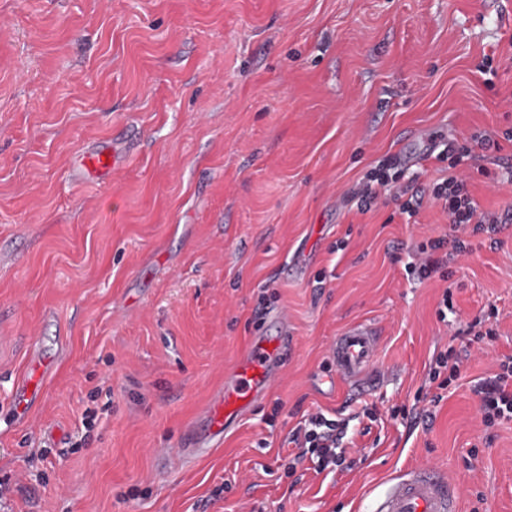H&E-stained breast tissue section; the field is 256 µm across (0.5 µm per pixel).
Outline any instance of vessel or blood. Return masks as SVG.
<instances>
[{
	"label": "vessel or blood",
	"instance_id": "1",
	"mask_svg": "<svg viewBox=\"0 0 512 512\" xmlns=\"http://www.w3.org/2000/svg\"><path fill=\"white\" fill-rule=\"evenodd\" d=\"M121 158L117 153L102 151L83 156L80 167L110 179ZM286 336L264 333L254 336L237 360L224 370V386L202 408L199 419L206 425L205 435L189 433L178 452L197 455L218 445L224 433L266 398L284 369ZM379 332L374 324L355 323L332 341L327 353L336 380L350 386L367 381L376 368ZM57 356L33 345L28 369L14 381L10 398L0 405V413L13 420L27 419L43 396L47 376L53 372ZM459 489L434 468L417 466L402 471L374 500L371 512H458Z\"/></svg>",
	"mask_w": 512,
	"mask_h": 512
}]
</instances>
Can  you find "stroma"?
Wrapping results in <instances>:
<instances>
[{
	"mask_svg": "<svg viewBox=\"0 0 512 512\" xmlns=\"http://www.w3.org/2000/svg\"><path fill=\"white\" fill-rule=\"evenodd\" d=\"M509 50L512 0H0V403L31 340L67 339L39 410L0 421V512H369L411 464L458 484L460 512H512V422L485 426L474 391L512 356V223L421 280L406 267L446 215L353 197L385 162L413 190L448 177V138L471 145L483 207L512 212V67L479 70ZM112 144L111 182L78 167ZM280 308L269 395L210 454L175 456ZM364 321L377 386L331 385L330 342ZM464 350L431 403L434 359ZM317 411L346 465L267 475Z\"/></svg>",
	"mask_w": 512,
	"mask_h": 512,
	"instance_id": "35a3bbf8",
	"label": "stroma"
}]
</instances>
